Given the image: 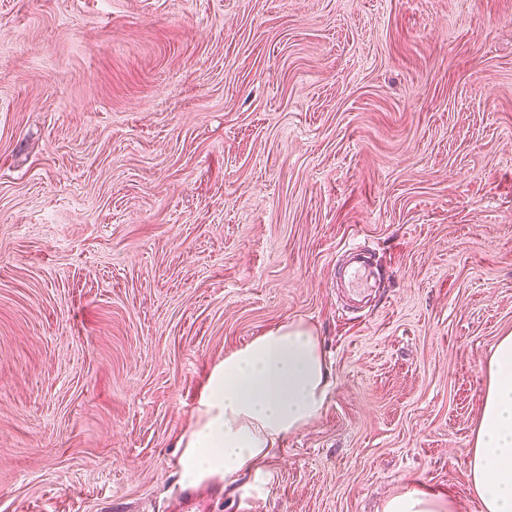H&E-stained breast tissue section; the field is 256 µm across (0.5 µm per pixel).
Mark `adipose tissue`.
Returning a JSON list of instances; mask_svg holds the SVG:
<instances>
[{
  "label": "adipose tissue",
  "mask_w": 512,
  "mask_h": 512,
  "mask_svg": "<svg viewBox=\"0 0 512 512\" xmlns=\"http://www.w3.org/2000/svg\"><path fill=\"white\" fill-rule=\"evenodd\" d=\"M330 385L319 339L302 324L280 325L225 356L184 442L192 450L188 483L200 482L205 471L228 482L245 473L260 484L272 481L269 461L289 435L321 414ZM469 475L482 512H512V334L488 360ZM383 512H455V505L410 485L388 499Z\"/></svg>",
  "instance_id": "obj_1"
}]
</instances>
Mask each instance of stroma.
<instances>
[{
  "label": "stroma",
  "mask_w": 512,
  "mask_h": 512,
  "mask_svg": "<svg viewBox=\"0 0 512 512\" xmlns=\"http://www.w3.org/2000/svg\"><path fill=\"white\" fill-rule=\"evenodd\" d=\"M287 323L327 405L207 512H480L512 0H0V512H175L210 371ZM350 259L342 272V276L348 290L354 294L362 295L373 288L374 275L365 260V257L359 253L360 247L354 246L348 249ZM383 512H455V505L448 497L425 490L417 485H409L388 499Z\"/></svg>",
  "instance_id": "stroma-1"
}]
</instances>
